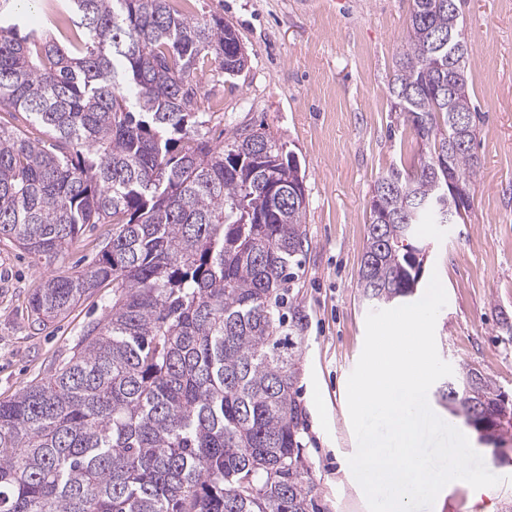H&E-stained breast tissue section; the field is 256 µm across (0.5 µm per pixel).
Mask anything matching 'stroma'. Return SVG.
<instances>
[{"instance_id":"obj_1","label":"stroma","mask_w":512,"mask_h":512,"mask_svg":"<svg viewBox=\"0 0 512 512\" xmlns=\"http://www.w3.org/2000/svg\"><path fill=\"white\" fill-rule=\"evenodd\" d=\"M413 0H192L204 21L231 24L249 58L228 77L200 75L209 139L231 143L265 127L287 145L304 177L308 250L293 296L306 317L300 376L305 456L321 512H368L348 459L357 450L347 381L371 310L356 283L375 181L418 157L421 144L392 108L388 85ZM472 54L468 84L479 114L473 151L481 168L464 221L422 224L425 275H438V354L454 371L472 366L512 396V0H465ZM47 269L0 240V400L52 374L86 326L105 317L112 287L85 296L45 328L29 298ZM502 481L472 496L457 487L431 512H504L512 504V434L476 443Z\"/></svg>"}]
</instances>
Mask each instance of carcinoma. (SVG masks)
I'll return each mask as SVG.
<instances>
[{"mask_svg":"<svg viewBox=\"0 0 512 512\" xmlns=\"http://www.w3.org/2000/svg\"><path fill=\"white\" fill-rule=\"evenodd\" d=\"M47 29L20 31L0 0V113L23 112L50 139L0 122V239L47 268L90 224L98 259L53 271L29 300L33 324L112 283L105 319L67 363L0 401V512H319L294 390L304 315L294 269L308 246L304 178L263 128L227 145L204 132L197 71L224 72L238 36L170 0H45ZM389 93L426 149L374 186L356 287L406 304L423 275L417 224L456 209L448 177L475 184L450 119L472 113L462 0H413ZM68 16L59 43L54 15ZM288 312H283V307ZM442 398L467 426L512 428V403L476 368Z\"/></svg>","mask_w":512,"mask_h":512,"instance_id":"obj_1","label":"carcinoma"}]
</instances>
